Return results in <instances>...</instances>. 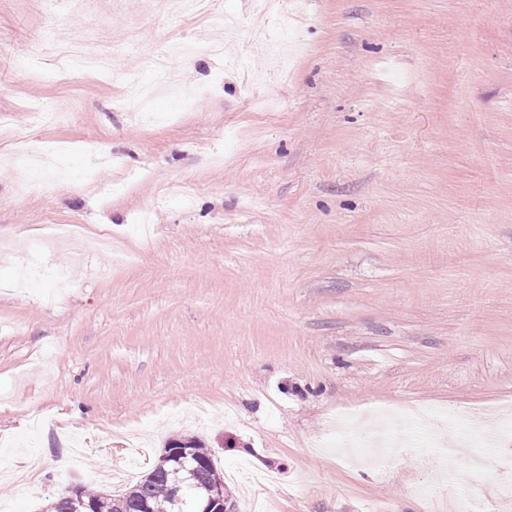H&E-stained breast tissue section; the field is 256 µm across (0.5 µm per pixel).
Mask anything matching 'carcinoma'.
Listing matches in <instances>:
<instances>
[{
  "label": "carcinoma",
  "instance_id": "obj_1",
  "mask_svg": "<svg viewBox=\"0 0 512 512\" xmlns=\"http://www.w3.org/2000/svg\"><path fill=\"white\" fill-rule=\"evenodd\" d=\"M189 442L194 458L191 473L178 465L154 466L121 495L79 486L76 493L65 492L55 498L45 512H143L145 503L150 512H175L172 496L176 486L182 484L192 486L197 502L211 495H224V475L216 467L211 450L197 438L191 437Z\"/></svg>",
  "mask_w": 512,
  "mask_h": 512
}]
</instances>
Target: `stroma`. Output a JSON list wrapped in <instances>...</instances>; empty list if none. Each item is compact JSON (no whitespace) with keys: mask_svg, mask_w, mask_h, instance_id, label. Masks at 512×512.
I'll return each mask as SVG.
<instances>
[{"mask_svg":"<svg viewBox=\"0 0 512 512\" xmlns=\"http://www.w3.org/2000/svg\"><path fill=\"white\" fill-rule=\"evenodd\" d=\"M303 45L280 69L237 16L242 67L169 50L217 34L159 0H0V512L81 484L121 493L194 436L252 512H512L459 461L431 499L425 449L351 465L316 448L337 418L451 408L473 428L512 404V0H287ZM106 40L111 67L173 69L198 98L60 77L38 40ZM64 121L33 127L31 108ZM60 146L39 193L13 157ZM77 224L107 250L51 245L71 281L12 291L16 252Z\"/></svg>","mask_w":512,"mask_h":512,"instance_id":"stroma-1","label":"stroma"}]
</instances>
